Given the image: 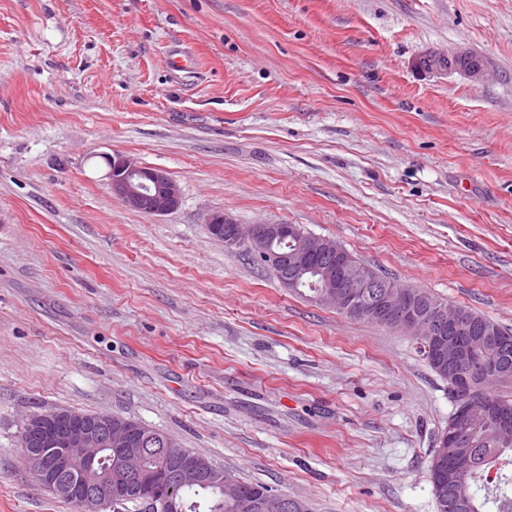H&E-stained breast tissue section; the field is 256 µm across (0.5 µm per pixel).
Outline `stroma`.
I'll use <instances>...</instances> for the list:
<instances>
[{"label":"stroma","instance_id":"35a3bbf8","mask_svg":"<svg viewBox=\"0 0 512 512\" xmlns=\"http://www.w3.org/2000/svg\"><path fill=\"white\" fill-rule=\"evenodd\" d=\"M461 49L483 82L413 65ZM116 154L167 169L177 209H127ZM217 211L512 331V0H0V512H80L22 457L53 408L311 512H435L447 382L213 238Z\"/></svg>","mask_w":512,"mask_h":512}]
</instances>
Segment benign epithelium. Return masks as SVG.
<instances>
[{
  "mask_svg": "<svg viewBox=\"0 0 512 512\" xmlns=\"http://www.w3.org/2000/svg\"><path fill=\"white\" fill-rule=\"evenodd\" d=\"M414 66L427 72H459L475 82L485 72L482 61L465 50L453 54L428 51L415 59ZM108 167L112 191L128 208L165 215L178 207L180 188L166 170L144 166L126 156L108 158ZM205 224L208 232L225 245L246 242L257 252L262 251L264 241L282 236L279 224H262L253 232L246 231L222 212L209 215ZM297 238L296 248L284 254L274 270L281 284L287 283L283 273L295 272L312 256L336 259L340 261L336 275L327 279L316 301L347 313L367 308L377 319L415 338L430 360L448 365V371L453 374L461 369L477 338L464 326L462 314L456 308L435 309L429 295L388 285L374 270L348 264L345 248L334 239L315 234H299ZM472 412L471 405L460 408L454 427L440 444L442 448L452 449L448 472L453 475V485L457 488L463 484L466 467L463 445ZM25 426L39 438L37 446L26 450V466L45 491L74 502L80 512H102L99 486L112 483V449H124L119 461V471L124 476L121 490L129 488V481L144 477L143 449L137 447L128 430V421L120 416L56 408L30 416ZM170 470L173 483L179 487H191L215 478L224 485V496L244 512H263L260 499L243 498L238 477L228 470H217L203 456L179 455Z\"/></svg>",
  "mask_w": 512,
  "mask_h": 512,
  "instance_id": "obj_1",
  "label": "benign epithelium"
}]
</instances>
